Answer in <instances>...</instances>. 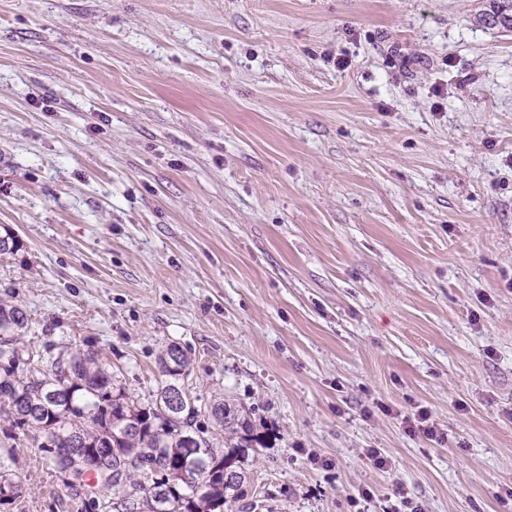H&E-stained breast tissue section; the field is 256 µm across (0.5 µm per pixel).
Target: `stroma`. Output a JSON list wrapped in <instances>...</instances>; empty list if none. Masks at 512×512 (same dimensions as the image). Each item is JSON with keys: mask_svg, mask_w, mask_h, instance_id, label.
I'll use <instances>...</instances> for the list:
<instances>
[{"mask_svg": "<svg viewBox=\"0 0 512 512\" xmlns=\"http://www.w3.org/2000/svg\"><path fill=\"white\" fill-rule=\"evenodd\" d=\"M489 0H0V299L130 399L181 346L256 507L512 512V32ZM428 412L438 444L407 431ZM12 512H82L32 432ZM376 448L391 465L365 457Z\"/></svg>", "mask_w": 512, "mask_h": 512, "instance_id": "1", "label": "stroma"}]
</instances>
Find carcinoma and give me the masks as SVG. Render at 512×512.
<instances>
[{
    "mask_svg": "<svg viewBox=\"0 0 512 512\" xmlns=\"http://www.w3.org/2000/svg\"><path fill=\"white\" fill-rule=\"evenodd\" d=\"M485 24L512 31V0H493ZM26 312L0 299V413L13 429L42 439L39 450L82 506L125 498L127 512H224L246 496L244 460L260 439L250 420L222 397L207 407L224 435H207L202 407L184 389L191 360L169 345L158 358L160 382L153 398L128 401L112 366L101 361L90 340L45 352L20 346ZM236 473L233 484L224 471ZM197 477L185 483L182 473ZM21 485L0 458V506L20 498Z\"/></svg>",
    "mask_w": 512,
    "mask_h": 512,
    "instance_id": "obj_1",
    "label": "carcinoma"
}]
</instances>
